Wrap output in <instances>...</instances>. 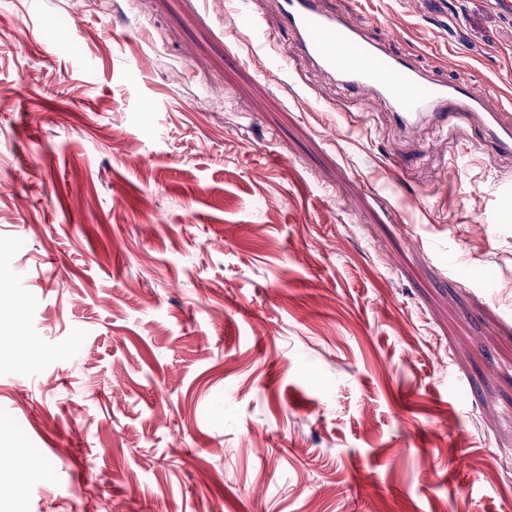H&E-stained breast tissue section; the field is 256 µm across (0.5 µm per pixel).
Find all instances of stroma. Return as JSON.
<instances>
[{
  "label": "stroma",
  "mask_w": 512,
  "mask_h": 512,
  "mask_svg": "<svg viewBox=\"0 0 512 512\" xmlns=\"http://www.w3.org/2000/svg\"><path fill=\"white\" fill-rule=\"evenodd\" d=\"M446 2L329 6L512 113ZM358 104L224 0H0V512H512V158Z\"/></svg>",
  "instance_id": "obj_1"
}]
</instances>
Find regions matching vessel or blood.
<instances>
[{"mask_svg":"<svg viewBox=\"0 0 512 512\" xmlns=\"http://www.w3.org/2000/svg\"><path fill=\"white\" fill-rule=\"evenodd\" d=\"M273 9L269 15L251 8L247 15L256 44L271 49L274 68L300 79L308 65L327 78H342L357 98L381 94L407 138H416L424 125L455 134L469 128L499 155L512 157V115L474 96L466 82L433 79L414 55H396L384 43L368 41L348 17L329 11L325 0H273ZM281 27L293 35L284 50L277 47Z\"/></svg>","mask_w":512,"mask_h":512,"instance_id":"vessel-or-blood-1","label":"vessel or blood"}]
</instances>
